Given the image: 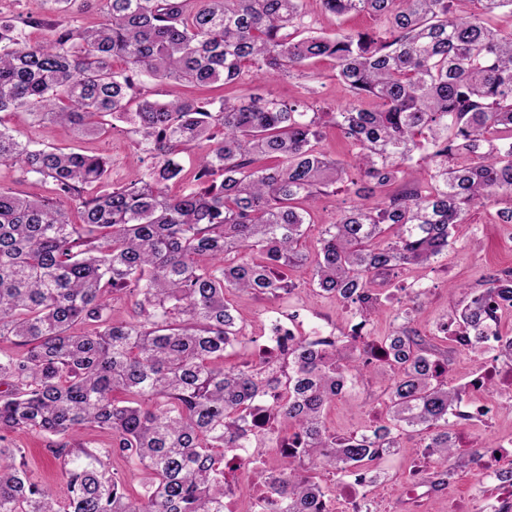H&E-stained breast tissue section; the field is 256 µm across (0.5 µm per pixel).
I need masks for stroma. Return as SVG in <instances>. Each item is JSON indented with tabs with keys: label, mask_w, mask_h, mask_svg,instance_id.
<instances>
[{
	"label": "stroma",
	"mask_w": 512,
	"mask_h": 512,
	"mask_svg": "<svg viewBox=\"0 0 512 512\" xmlns=\"http://www.w3.org/2000/svg\"><path fill=\"white\" fill-rule=\"evenodd\" d=\"M268 90L283 100L307 99L315 110L335 112L347 107L349 96L337 85L329 61L315 60L291 77L271 81ZM9 127L21 130L44 145L93 152L112 162L110 180L120 186L141 177L144 165L134 156L133 137L126 124H117L107 134L93 139H79L62 125L43 123L29 126L25 115H4L0 118ZM497 203L490 202L475 207L465 224L459 225L448 249L430 264L408 266L397 277L379 289L382 306L373 314L367 327L372 337L386 335L394 316L401 308L400 300L405 289L425 283L428 295L415 314L416 326L424 338H431L435 323L448 311L460 307L466 294H476L485 287L490 274L512 270V238L504 225L498 224ZM297 284L296 290L282 299L288 312L297 314L303 333H310L321 325L345 328L350 314L346 306L333 298L318 294L316 288L305 283L303 274L290 272ZM230 303L243 320L241 345L227 350L225 367L239 365L253 347L262 345L259 317L271 308V301L249 294H233ZM391 372L380 363L370 365L362 378L355 382L327 410V424L340 435L364 431L377 416L384 412V389L391 379ZM17 446L25 448L31 477L44 484L60 482L57 470L50 465L44 450L46 440L34 433H17L13 436ZM421 435L405 438L402 448L386 457L380 464L383 484L371 497L372 503L385 506L387 512H448L451 498L460 497L469 502L473 512H488V506L497 496L496 482L487 480L479 468L445 475L444 464L424 450ZM416 479L428 486L420 503L408 501L404 486L409 479Z\"/></svg>",
	"instance_id": "obj_1"
}]
</instances>
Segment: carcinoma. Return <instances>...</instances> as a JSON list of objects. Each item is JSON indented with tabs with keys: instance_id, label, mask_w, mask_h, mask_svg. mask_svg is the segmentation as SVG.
<instances>
[{
	"instance_id": "carcinoma-1",
	"label": "carcinoma",
	"mask_w": 512,
	"mask_h": 512,
	"mask_svg": "<svg viewBox=\"0 0 512 512\" xmlns=\"http://www.w3.org/2000/svg\"><path fill=\"white\" fill-rule=\"evenodd\" d=\"M93 1L100 23L64 22ZM43 2L55 18L0 12V113L78 138L122 122L137 161L151 163L114 188L106 159L0 127V162L50 186L39 199L0 188V343L12 344L0 348V512H224L237 485L227 454L260 440L246 419L268 394L273 424L292 430L271 487L278 512H320L324 475L378 486L380 461L411 430L426 433L428 454L478 465L491 449L457 446L465 391L448 386L450 359L412 326V308L378 339L353 324L325 349L301 336L281 361L265 350L226 369L243 330L226 294L277 300L294 288L283 270L308 269L365 321L380 306L378 277L431 262L476 205L512 200V30L493 23L512 0H479L467 16L453 8L461 0H320L338 18H379L382 36L318 32L306 0ZM318 57L333 62L349 107L145 90L241 84L253 67L271 80ZM328 122L349 160L322 150ZM195 146L197 189L172 195L178 156ZM400 179L408 186L389 191ZM338 183L382 199L338 214L311 248L310 202ZM122 295L134 298L130 321L112 317ZM507 301L512 272L492 274L435 334L483 351ZM375 361L392 372L385 415L339 436L325 409ZM87 429L102 440L82 441ZM25 431L46 438L60 487L32 481L26 450L7 443ZM121 463L139 467L140 490Z\"/></svg>"
}]
</instances>
